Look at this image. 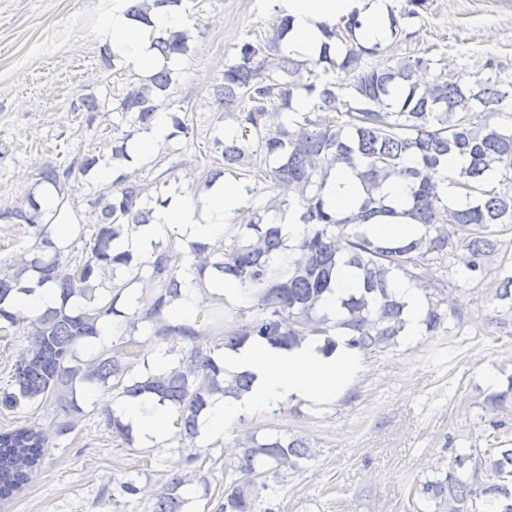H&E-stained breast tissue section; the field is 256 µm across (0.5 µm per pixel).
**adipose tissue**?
<instances>
[{
    "label": "adipose tissue",
    "instance_id": "ef3b65f1",
    "mask_svg": "<svg viewBox=\"0 0 512 512\" xmlns=\"http://www.w3.org/2000/svg\"><path fill=\"white\" fill-rule=\"evenodd\" d=\"M278 3L282 16L289 21L280 45L291 56L318 59L327 42L332 45L333 56L343 55L344 44L328 41L325 30L336 21L352 16L358 21L355 36L361 44H383L391 37L390 0H278ZM187 28L183 9L174 0L152 6L144 21L127 15L126 0H114L112 12L103 19L99 35L118 54L121 64L147 77L164 64L154 45L155 39ZM323 167L327 175L326 206L340 216L356 212L364 199L358 179L349 168L332 159H324ZM382 192L393 212L367 224L368 235L399 240L419 237L421 226L404 214L409 206L407 182L400 178L391 180L384 184ZM243 195L242 187L236 183L215 182L195 199L181 198L164 207L152 223L138 227L132 237L119 239L117 248L141 256L152 254L164 226L186 242L212 243L223 236L226 220L240 208ZM393 289L404 304L401 339L407 344L415 343L424 331L426 298L420 288L405 280L396 281ZM251 294V289L233 281L202 289L186 288L172 305L168 317L175 324H190L201 306L226 300L244 303ZM332 339L336 347L329 353L324 351V339L320 336L308 337L292 347L251 340L240 348L225 350V371L248 374L251 386L241 395L212 401L201 417V430L219 436L242 417L283 405L303 408L334 405L361 376L365 359L358 349L349 345L345 329L333 330ZM112 411L145 446H160L169 434L171 408L152 397L122 399L113 404Z\"/></svg>",
    "mask_w": 512,
    "mask_h": 512
}]
</instances>
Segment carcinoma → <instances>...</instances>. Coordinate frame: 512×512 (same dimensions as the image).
<instances>
[{
    "instance_id": "1",
    "label": "carcinoma",
    "mask_w": 512,
    "mask_h": 512,
    "mask_svg": "<svg viewBox=\"0 0 512 512\" xmlns=\"http://www.w3.org/2000/svg\"><path fill=\"white\" fill-rule=\"evenodd\" d=\"M358 23L351 18L326 31L346 43L343 57L324 51L316 61L279 53L286 18L275 22L271 38L255 36L235 46L236 62L224 68L215 90L217 109L232 116L237 134L213 139V152L199 177L206 190L225 173L255 184L269 183L295 195L303 209L301 224H270L256 208L238 214L239 223L218 246L190 245L196 279L213 270L215 281H236L252 289L253 302L231 314L219 310L209 326L173 325L168 308L186 287L169 264L167 250L148 260L130 251L115 253L113 243L124 233L149 223L153 209L147 199L167 204L162 188L176 178L178 165L160 159V172L147 182L132 173L112 180V192L100 196L95 227L79 254L64 261L46 226L51 219L32 196L19 205L0 207V224H25L32 244L0 270V340L10 343L24 335L28 344L11 366L12 390L0 395V405L21 403L55 406V433L64 435L82 413L78 390L97 385L119 397L152 395L177 412L178 443L195 447L199 418L216 394H238L249 389L250 378L224 379L219 351L237 349L251 339L272 346L290 347L307 336L324 337L332 351L333 327L348 331L349 345L366 355L395 347L403 327V303L393 292L398 279L424 285L431 265L457 257L469 280L485 277L484 259L502 245L498 232L512 229V130L490 124V117L512 99V81L498 73H453L439 59L401 57L392 65L365 68L363 57L381 51V45H362L355 38ZM190 36L174 34L157 41L164 58L181 57L189 50ZM440 71L422 83L417 73L430 64ZM322 67L317 72L315 67ZM339 71V82L321 75ZM173 69L163 67L146 79L130 83L115 97L112 111L130 130L112 137V158H128L127 142L134 133L156 121L160 98H170L176 85ZM315 97L307 112H296L290 124L270 122V111L288 109L297 88ZM100 103L89 97L72 102V110L94 119ZM168 138L194 134L186 116L168 113ZM451 153L467 158L455 185L473 201L465 208L449 207L440 191L437 170ZM326 155L347 164L366 190L359 213L339 217L325 207L326 175L320 162ZM100 162L88 152L67 167L50 165L40 172L42 182L58 189L73 173L86 175ZM399 176L409 182L411 207L404 211L422 227L412 240L371 238L365 223L394 210L379 193L384 181ZM500 230H495V227ZM354 270L359 286L341 299L342 318L332 324L320 301L336 285L339 266ZM126 272L144 281L147 293L131 312L117 304L128 282L117 281ZM50 284L58 302L34 318L7 309L17 295ZM426 286V285H424ZM451 288L445 279L426 286L425 331L444 328L456 311L449 304ZM121 317L128 337L80 362L78 348L100 336L104 322ZM150 326V338L169 343L175 356L162 369L133 375L135 365H148V341L134 337L137 325ZM488 401L499 414L512 416V383ZM47 434L42 429L16 426L0 431V499L20 490L41 464ZM237 460L228 466L224 495L213 512H256L269 489L268 478L297 471L311 458L310 444L301 435L258 439L247 434L234 442ZM209 491L205 477L194 473L171 479L157 494L154 512H183L193 482ZM419 494L443 512H512V441H495L486 448H465L455 455L443 478L427 479Z\"/></svg>"
}]
</instances>
